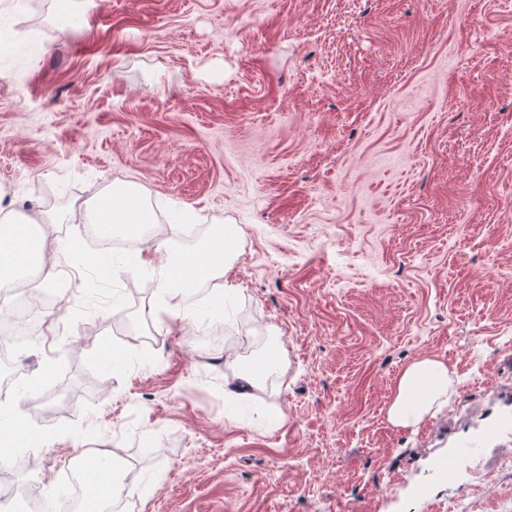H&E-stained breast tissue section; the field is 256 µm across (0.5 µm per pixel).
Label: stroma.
Wrapping results in <instances>:
<instances>
[{
    "mask_svg": "<svg viewBox=\"0 0 512 512\" xmlns=\"http://www.w3.org/2000/svg\"><path fill=\"white\" fill-rule=\"evenodd\" d=\"M48 6L0 10V207L39 192L63 245L136 184L198 242L224 225L232 310L149 316L174 234L108 276L87 247L64 288L37 268L45 396L13 415L50 458L12 480L56 492L109 448L126 512H512V0H84L79 25ZM229 354L264 362L255 398L225 401ZM423 357L454 392L395 426ZM477 442L483 478H448Z\"/></svg>",
    "mask_w": 512,
    "mask_h": 512,
    "instance_id": "obj_1",
    "label": "stroma"
}]
</instances>
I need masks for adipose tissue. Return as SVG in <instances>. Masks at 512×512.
Listing matches in <instances>:
<instances>
[{"mask_svg": "<svg viewBox=\"0 0 512 512\" xmlns=\"http://www.w3.org/2000/svg\"><path fill=\"white\" fill-rule=\"evenodd\" d=\"M96 221L128 232L139 231L147 217L137 193L129 188L103 197L96 209ZM50 225H42L32 234L30 225L0 226V288L10 287L14 269L26 261L48 263L57 268L65 260L62 251H49ZM228 261L223 251L200 245L192 251L166 250L154 266L157 288L162 298L153 313L158 322H186L196 315L195 309H174L167 305L169 295L195 287L199 281L212 282L215 290L224 288V268ZM452 380L447 365L436 358H422L410 363L394 388L388 410L390 421L397 426L418 425L428 414L447 405Z\"/></svg>", "mask_w": 512, "mask_h": 512, "instance_id": "ef3b65f1", "label": "adipose tissue"}]
</instances>
